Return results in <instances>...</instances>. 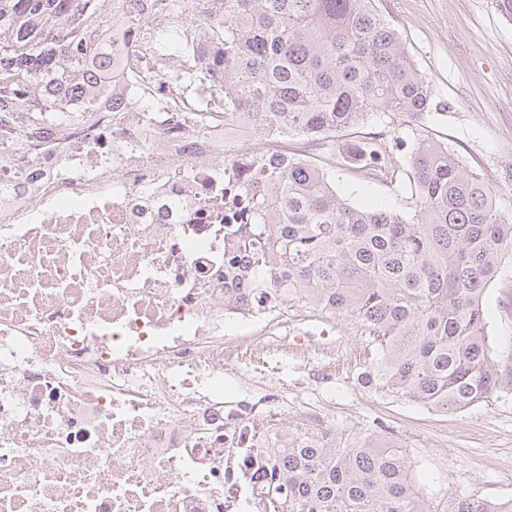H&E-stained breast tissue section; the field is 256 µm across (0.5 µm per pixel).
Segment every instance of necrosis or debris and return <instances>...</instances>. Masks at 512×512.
Here are the masks:
<instances>
[{
    "label": "necrosis or debris",
    "mask_w": 512,
    "mask_h": 512,
    "mask_svg": "<svg viewBox=\"0 0 512 512\" xmlns=\"http://www.w3.org/2000/svg\"><path fill=\"white\" fill-rule=\"evenodd\" d=\"M94 122L0 147V512H269L288 349L275 305L224 302V167L165 75Z\"/></svg>",
    "instance_id": "obj_1"
}]
</instances>
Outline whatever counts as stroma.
<instances>
[{"label": "stroma", "mask_w": 512, "mask_h": 512, "mask_svg": "<svg viewBox=\"0 0 512 512\" xmlns=\"http://www.w3.org/2000/svg\"><path fill=\"white\" fill-rule=\"evenodd\" d=\"M408 56L431 85V110L417 124L397 121L387 130L392 157L405 165L422 139L448 145L496 192L512 213V19L498 0H375ZM374 122L317 150L337 192L355 206L408 212L407 176L389 181L344 159V147H369ZM489 331L498 351L512 345V262L504 264L484 296ZM360 365L317 385L299 358L278 376L295 392L287 420L298 423L307 407L326 402L337 446L369 434L392 437L407 454L420 492L431 501L469 495L512 500V389L458 413L437 412L384 398L357 382Z\"/></svg>", "instance_id": "1"}]
</instances>
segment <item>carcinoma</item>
<instances>
[{
    "instance_id": "cac0c4a2",
    "label": "carcinoma",
    "mask_w": 512,
    "mask_h": 512,
    "mask_svg": "<svg viewBox=\"0 0 512 512\" xmlns=\"http://www.w3.org/2000/svg\"><path fill=\"white\" fill-rule=\"evenodd\" d=\"M140 0H0V143L26 153L39 130L97 119L113 103L115 69L143 53L112 48L123 13L147 49L188 61L194 40L155 31ZM210 59L180 78V103L248 120L259 139L230 158L224 184V301L282 297L350 320L371 358L360 383L384 397L460 412L512 385L488 330L483 297L512 257V214L448 146L421 140L407 157L412 211L343 199L314 157L269 154V137L309 142L368 121L413 122L431 90L372 0H209ZM277 512H512L466 495L433 506L393 443L351 446L283 429Z\"/></svg>"
}]
</instances>
